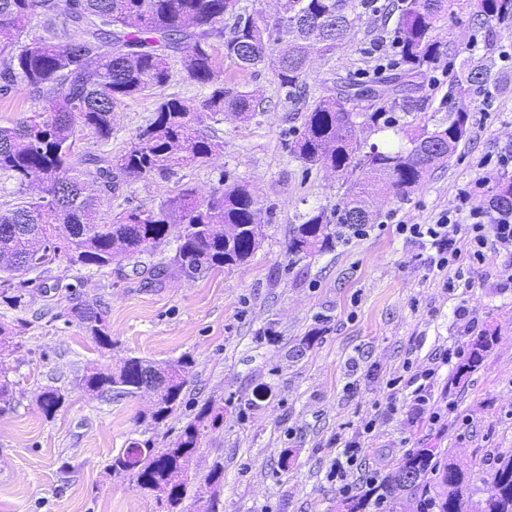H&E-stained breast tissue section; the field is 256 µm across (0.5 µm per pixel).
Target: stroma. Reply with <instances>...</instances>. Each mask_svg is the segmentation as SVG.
Here are the masks:
<instances>
[{
    "label": "stroma",
    "instance_id": "stroma-1",
    "mask_svg": "<svg viewBox=\"0 0 512 512\" xmlns=\"http://www.w3.org/2000/svg\"><path fill=\"white\" fill-rule=\"evenodd\" d=\"M348 2L347 36L334 54L310 57L303 101H286L269 69L240 71L214 42L218 79L246 86L267 111L248 121L228 114L212 125L219 148L210 164L127 179L97 202L99 222L108 223L126 209L156 208L185 187L204 199L225 182H247L263 203L260 246L248 263L187 278L172 262L171 238L143 258L164 267L158 282L128 260L98 268L60 258L29 273L24 286L0 274V325L12 333L0 365L13 397L0 414V512H168L112 460L134 439L171 445L206 404L220 419L201 429L180 512H346L348 496L331 470L351 440L363 449L351 483L369 471L384 477L409 451L433 448L467 464L478 489L497 457L512 454V256L492 253L483 265L463 260L441 272L430 250L395 230L445 215L469 223L456 210L463 188L473 205L488 208L492 189L512 176V165L497 163L512 151V83L489 101L458 99L470 114L469 134L408 198L375 197L378 219L367 237L308 257L288 253L298 215L315 206L334 211L346 190L344 175L305 169L289 152L308 102L334 95L336 77L376 79L394 57L388 0L370 9ZM470 13L454 4L435 22L433 35L450 53L415 92L422 108L396 112L399 125L447 122L438 106L465 58L493 55L512 74V21L494 22L489 50ZM170 66L167 85L116 105L108 143L78 131L75 167L105 150L120 154L161 96L202 105L206 92L184 80L180 59ZM17 293L15 306L9 298ZM77 302L105 311L111 347L71 316ZM484 333L496 334L493 347L477 370L456 377L449 352L468 351ZM130 357L159 367L188 359L182 403L163 423L151 419L153 393L107 402L81 381L86 367L109 372ZM427 368L436 376L426 407L416 406L406 383L395 392L387 386ZM50 387L66 396L51 417L39 403ZM371 419L376 428L368 434L363 425ZM218 467L224 480L217 485L208 477Z\"/></svg>",
    "mask_w": 512,
    "mask_h": 512
}]
</instances>
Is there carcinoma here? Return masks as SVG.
I'll return each instance as SVG.
<instances>
[{"label": "carcinoma", "instance_id": "1", "mask_svg": "<svg viewBox=\"0 0 512 512\" xmlns=\"http://www.w3.org/2000/svg\"><path fill=\"white\" fill-rule=\"evenodd\" d=\"M449 0H391L398 13L394 29L398 59L389 74L371 82L342 81L336 95L319 98L307 109L304 130L290 153L306 169L317 166L343 174L362 169L381 184V190L403 200L427 173L452 154L469 132L470 116L462 108L451 111L448 125L422 129L407 142L384 148L365 142L359 130L399 133L396 109L411 112L418 100L410 93L443 56L447 46L431 36L434 22L448 12ZM238 0H0V55L10 57L0 72V93L18 90L51 107L31 111L12 127L0 126V177L24 184L39 182L41 192L15 208L0 212L1 224H24L19 237L0 235V271L23 276L63 256L72 266L112 264L120 256L133 258L164 243L171 225L183 226L173 261L177 270L192 277L205 270L240 264L258 246L255 213L260 204L248 185L224 184V191L199 199L189 189L165 198L157 208H132L109 224L96 218L100 195L117 190L129 177H146L175 167L204 165L216 144L200 132L205 119L218 123L224 111L248 119L263 109L252 92L226 88L215 75L211 42L219 40L224 56L242 70L268 67L279 87L292 101L302 98L306 64L311 53L329 54L344 40L349 25L345 0H284L282 13L268 21L235 13ZM234 16L224 33V15ZM40 18L43 35L24 44L21 33L32 18ZM512 18V0H475L473 24L488 26L493 19ZM182 55L185 79L208 90L203 110L177 94L159 101L149 124L130 147L116 157L95 156L92 170L72 166L75 125L81 124L106 144L112 139V112L117 103L147 90L163 87L170 79L168 59ZM490 66L461 70L448 87L445 101L475 88L486 98ZM361 182L354 181L336 211V227L324 210L311 208L300 216L288 242V253L309 255L334 246L339 229L370 224ZM492 206L512 214V177L504 178L491 198ZM40 253L37 264L18 265L12 257ZM102 346H112L104 312L90 305L70 309ZM493 337L480 336L456 366L463 376L477 369ZM143 359L122 361L115 371L95 368L83 375L85 387L102 396L137 392L135 367ZM188 361L171 366L174 373L160 395L151 418L160 423L181 404ZM59 390L48 388L39 397L50 417L64 404ZM210 406L200 409L171 448H157L152 440H133L113 458L112 467L131 473L135 486L163 494L169 506L186 494L183 475L198 448L200 427ZM436 475L439 492L429 496L428 476ZM484 496L474 499L468 470L453 458L437 459L435 449L406 453L397 467L368 497L351 501L348 512H365L368 505L391 503L404 490L414 496L416 512H512V455L484 482Z\"/></svg>", "mask_w": 512, "mask_h": 512}]
</instances>
